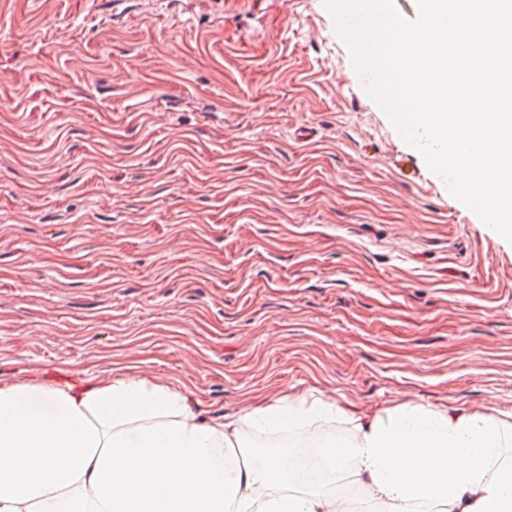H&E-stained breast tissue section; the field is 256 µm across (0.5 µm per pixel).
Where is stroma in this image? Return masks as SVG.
Instances as JSON below:
<instances>
[{"mask_svg": "<svg viewBox=\"0 0 512 512\" xmlns=\"http://www.w3.org/2000/svg\"><path fill=\"white\" fill-rule=\"evenodd\" d=\"M512 410V243L326 0H0V382Z\"/></svg>", "mask_w": 512, "mask_h": 512, "instance_id": "1", "label": "stroma"}]
</instances>
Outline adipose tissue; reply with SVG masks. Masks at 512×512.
<instances>
[{
    "mask_svg": "<svg viewBox=\"0 0 512 512\" xmlns=\"http://www.w3.org/2000/svg\"><path fill=\"white\" fill-rule=\"evenodd\" d=\"M341 418L353 439L329 473L383 512H512V411L409 403L374 413L295 393L204 419L180 390L137 374L0 383V512H350L296 456L240 450L244 427Z\"/></svg>",
    "mask_w": 512,
    "mask_h": 512,
    "instance_id": "obj_1",
    "label": "adipose tissue"
}]
</instances>
